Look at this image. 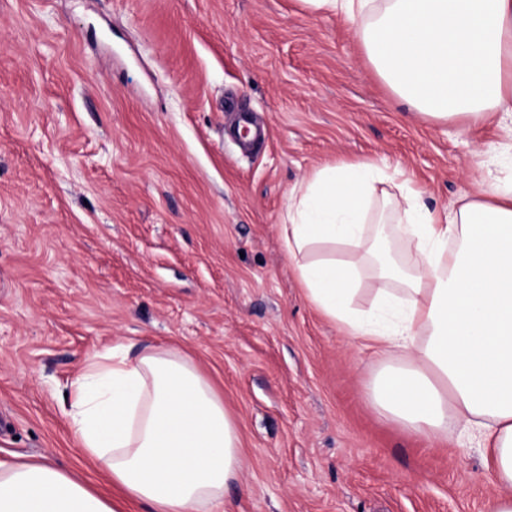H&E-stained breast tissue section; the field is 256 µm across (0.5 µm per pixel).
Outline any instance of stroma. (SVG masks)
<instances>
[{
    "instance_id": "1",
    "label": "stroma",
    "mask_w": 512,
    "mask_h": 512,
    "mask_svg": "<svg viewBox=\"0 0 512 512\" xmlns=\"http://www.w3.org/2000/svg\"><path fill=\"white\" fill-rule=\"evenodd\" d=\"M229 100L269 127L254 151ZM505 141L411 111L349 24L299 0H0V462L111 497L71 436L72 384L93 353L167 349L237 424L224 512H486L478 449L374 408L384 362L310 303L283 226L339 161L453 208L512 172Z\"/></svg>"
}]
</instances>
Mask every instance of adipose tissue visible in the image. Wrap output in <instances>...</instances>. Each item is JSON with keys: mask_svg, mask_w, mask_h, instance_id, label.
Segmentation results:
<instances>
[{"mask_svg": "<svg viewBox=\"0 0 512 512\" xmlns=\"http://www.w3.org/2000/svg\"><path fill=\"white\" fill-rule=\"evenodd\" d=\"M354 25L377 75L438 121L497 116L512 134V0H302ZM391 224L402 266L368 225ZM308 300L397 362L373 378L377 410L428 441L449 427L482 448L494 493L512 512V179L439 213L412 178L366 161L317 170L293 192L284 226ZM375 260L369 309L354 305L361 248ZM395 288H388V281ZM71 433L119 499L42 463L0 466V512H220L241 466L236 423L179 355L119 348L90 356L73 384Z\"/></svg>", "mask_w": 512, "mask_h": 512, "instance_id": "obj_1", "label": "adipose tissue"}]
</instances>
